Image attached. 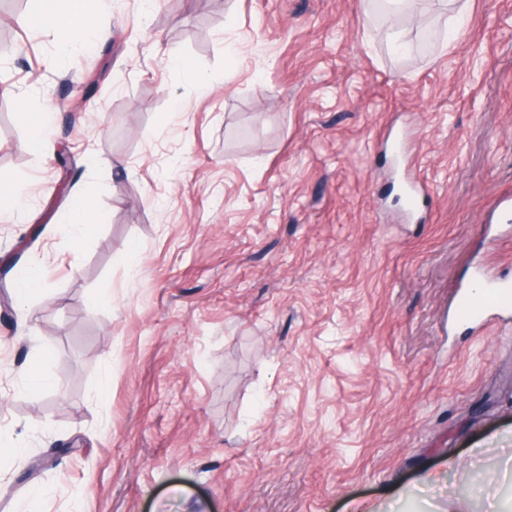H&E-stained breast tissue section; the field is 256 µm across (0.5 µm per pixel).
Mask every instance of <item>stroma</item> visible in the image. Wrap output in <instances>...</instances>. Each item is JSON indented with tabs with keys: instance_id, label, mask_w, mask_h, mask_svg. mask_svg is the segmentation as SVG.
<instances>
[{
	"instance_id": "35a3bbf8",
	"label": "stroma",
	"mask_w": 512,
	"mask_h": 512,
	"mask_svg": "<svg viewBox=\"0 0 512 512\" xmlns=\"http://www.w3.org/2000/svg\"><path fill=\"white\" fill-rule=\"evenodd\" d=\"M87 15L106 36L69 58L0 9V180L23 203L0 219V512L35 489L42 512H490L512 316L457 307L478 272L512 283V0ZM406 175L429 188L415 222ZM32 365L52 387L24 390ZM67 220L73 230V239L78 241L84 237L96 224L95 205L92 198L83 197L73 205ZM42 288L40 272L33 269L21 271L15 280V296L20 310L25 312V302Z\"/></svg>"
}]
</instances>
